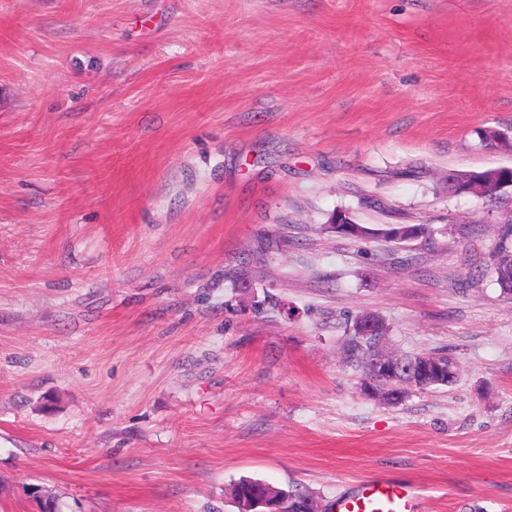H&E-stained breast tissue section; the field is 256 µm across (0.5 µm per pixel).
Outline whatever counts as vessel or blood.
Masks as SVG:
<instances>
[{"instance_id":"obj_1","label":"vessel or blood","mask_w":512,"mask_h":512,"mask_svg":"<svg viewBox=\"0 0 512 512\" xmlns=\"http://www.w3.org/2000/svg\"><path fill=\"white\" fill-rule=\"evenodd\" d=\"M426 500L418 487L379 474L359 483L356 490L336 498L335 512H425Z\"/></svg>"}]
</instances>
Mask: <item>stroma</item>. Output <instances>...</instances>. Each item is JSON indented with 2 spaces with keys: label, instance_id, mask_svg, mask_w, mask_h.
Instances as JSON below:
<instances>
[{
  "label": "stroma",
  "instance_id": "35a3bbf8",
  "mask_svg": "<svg viewBox=\"0 0 512 512\" xmlns=\"http://www.w3.org/2000/svg\"><path fill=\"white\" fill-rule=\"evenodd\" d=\"M489 131L512 0H0V512H235L242 478L327 508L375 474L512 512L508 206L447 179L512 164ZM363 313L456 383L364 395ZM494 273L501 294L504 293L505 288L512 289V216L501 230Z\"/></svg>",
  "mask_w": 512,
  "mask_h": 512
}]
</instances>
